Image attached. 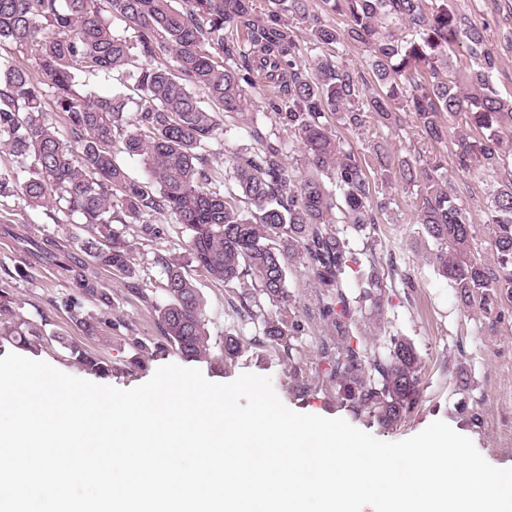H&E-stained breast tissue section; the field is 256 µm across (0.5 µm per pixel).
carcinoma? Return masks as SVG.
Listing matches in <instances>:
<instances>
[{
    "label": "carcinoma",
    "instance_id": "cac0c4a2",
    "mask_svg": "<svg viewBox=\"0 0 512 512\" xmlns=\"http://www.w3.org/2000/svg\"><path fill=\"white\" fill-rule=\"evenodd\" d=\"M99 2L0 0V45L34 52L37 67L34 74L0 56V147L15 157L13 169L0 171V197L60 211L87 233L72 253L11 232L16 249L71 274L79 292L109 306L110 294L85 274L84 257L132 278L128 232L155 238L152 217H173L188 231L185 254L156 255L167 297L156 312L176 350L199 360L211 352L205 300L190 265L211 281L241 288L231 311L259 323L258 343L285 358L303 329L288 291L289 265L297 260L329 297L322 307L321 353L330 365L323 382L355 411L396 425L420 397L422 358L414 343L393 336L379 353L347 341L363 304L373 313L381 309L377 235L392 198L379 183L394 179L415 191L417 223L435 246L428 260L465 308L488 311L495 296H512V98H502L493 84L497 61L485 51L482 31L461 28L451 0H323L327 12L345 18L341 28L311 11L310 0H268L260 15L254 0H182L179 7L176 0H106L112 14L133 24L132 40L112 30ZM303 40L327 49L346 42L366 48L372 77L326 57L304 65ZM459 42L472 61L467 70L452 64ZM159 55L173 64L149 63ZM140 56L148 63H137ZM99 73L132 79L141 100L136 128H129L126 112L131 97L88 89ZM265 87L273 88L267 114L287 137L253 126L252 150L225 156L235 188L209 190V156L220 137L215 110L242 116L248 90ZM196 88L212 106L197 100ZM49 98L65 115L66 137L47 118ZM400 110L414 114L428 141H441L454 123L456 167L493 179L487 210L495 266L472 254L475 225L441 161L421 163L377 143L380 174L371 178L327 121L341 112L348 127L360 130L365 117L391 124ZM288 140L304 155L307 172L300 176L284 162ZM125 156L141 158L144 178L130 176ZM351 231L364 236L369 262L366 287L354 300L341 283L355 260ZM62 305L86 335L97 336V319L83 313L77 298ZM41 333L1 292L0 342L31 347ZM57 342L85 370H111L68 340ZM242 350L241 338L228 334L220 360L231 363Z\"/></svg>",
    "mask_w": 512,
    "mask_h": 512
}]
</instances>
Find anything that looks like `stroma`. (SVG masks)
Returning a JSON list of instances; mask_svg holds the SVG:
<instances>
[{"mask_svg": "<svg viewBox=\"0 0 512 512\" xmlns=\"http://www.w3.org/2000/svg\"><path fill=\"white\" fill-rule=\"evenodd\" d=\"M465 24L483 28L486 48L497 59L494 83L502 97H512V0H452ZM264 97L251 95L248 116L220 117L224 150L212 156L211 190L221 192L232 180L224 163L225 152L251 147L250 127L258 122L266 130H278L274 117L263 111ZM344 148L359 155L367 171L377 163L375 143H388L395 151L424 160L441 159L459 198L466 205L476 232L472 251L486 264L495 257L489 247L487 197L491 178L462 173L454 167L453 137L442 142L423 140L417 133L412 113L404 112L394 125L368 122L362 130L347 128L340 115L330 117ZM392 198L389 210L379 218L382 234L378 255L384 272L386 294L379 321L361 319L350 331L357 343L384 347L391 336L410 338L422 357V395L407 415L393 428L385 429L364 414L355 413L335 388L318 387L319 374L328 365L320 349L325 326L321 310L326 301L316 288L308 269L301 263L289 268L288 289L304 327L295 340L290 357L279 358L257 343L259 330L238 318L229 308L232 289L197 276L205 299L206 330L214 353L207 361H190L178 354L165 338L155 308L165 302L164 275L154 262L156 254L181 253L187 234L168 216L153 223L162 233L153 241L137 244V271L128 279L98 266L87 274L112 296L111 306L96 298L81 296L85 312L99 321V335L87 337L62 308L61 301L73 294L71 280L50 264H26L10 238L7 228H27L42 239L75 246L84 237L82 225L69 223L59 212L28 207L20 197L0 199V290L10 294L15 307L29 320L43 324L45 337L35 349L21 354L47 362L67 374L95 383L130 389L151 378L165 364L195 366L213 382L227 383L243 373L270 377L284 405L326 418H342L378 440L396 442L410 438L430 423L441 420L470 438L486 461L497 468H512V298L499 297L493 311L468 310L448 282L437 275L426 259V247L415 216L413 190L398 182L386 187ZM243 341L241 356L221 362L220 353L227 334ZM67 339L89 355L109 364L104 375L90 376L61 348Z\"/></svg>", "mask_w": 512, "mask_h": 512, "instance_id": "35a3bbf8", "label": "stroma"}]
</instances>
